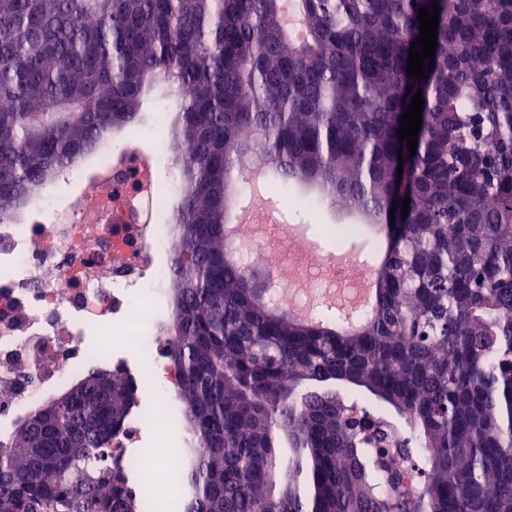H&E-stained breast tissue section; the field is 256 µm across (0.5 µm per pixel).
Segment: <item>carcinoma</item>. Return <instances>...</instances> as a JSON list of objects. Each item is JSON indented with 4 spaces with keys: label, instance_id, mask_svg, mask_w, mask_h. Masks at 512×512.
<instances>
[{
    "label": "carcinoma",
    "instance_id": "carcinoma-1",
    "mask_svg": "<svg viewBox=\"0 0 512 512\" xmlns=\"http://www.w3.org/2000/svg\"><path fill=\"white\" fill-rule=\"evenodd\" d=\"M294 2L301 40L283 0H0V222L176 97L167 343L204 449L186 512H512V0ZM418 92L412 156L398 128ZM256 155L385 228L357 328L296 318L265 267L226 259L233 172ZM79 384L52 441H0V512H143L112 460L135 387L98 362ZM345 391L375 405L359 420L381 446L339 419ZM392 427L411 462L394 478Z\"/></svg>",
    "mask_w": 512,
    "mask_h": 512
}]
</instances>
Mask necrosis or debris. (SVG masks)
Segmentation results:
<instances>
[{"instance_id": "4bbe7bcc", "label": "necrosis or debris", "mask_w": 512, "mask_h": 512, "mask_svg": "<svg viewBox=\"0 0 512 512\" xmlns=\"http://www.w3.org/2000/svg\"><path fill=\"white\" fill-rule=\"evenodd\" d=\"M84 165L88 173L66 204L41 199L22 218L0 223V435L94 355L148 382V403L178 387L157 319L170 274L161 262L168 227L155 218L171 207L179 184L161 188L155 154L134 136ZM301 265L303 281L284 279L275 289L281 307L298 308L301 287L322 285L326 264L305 257ZM148 403L129 415L118 458L131 488L167 492L180 488L186 460L165 453L161 436L155 451L141 453Z\"/></svg>"}]
</instances>
